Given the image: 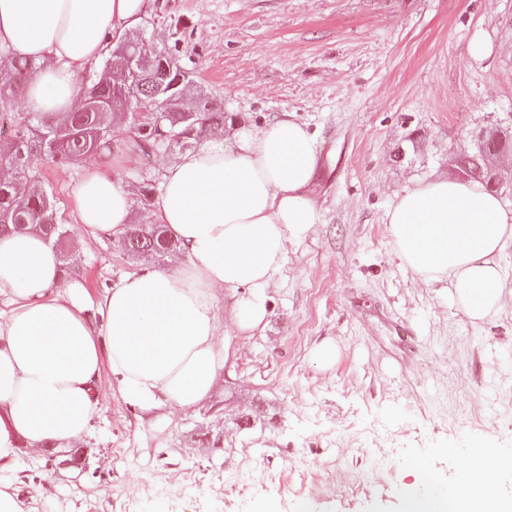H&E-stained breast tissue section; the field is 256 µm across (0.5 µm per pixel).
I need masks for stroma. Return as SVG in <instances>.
I'll return each instance as SVG.
<instances>
[{"label": "stroma", "instance_id": "stroma-1", "mask_svg": "<svg viewBox=\"0 0 512 512\" xmlns=\"http://www.w3.org/2000/svg\"><path fill=\"white\" fill-rule=\"evenodd\" d=\"M138 26L223 106L225 148L242 125L286 113L307 123L321 222L289 242L265 323H223L224 382L209 400L145 415L105 382L84 447L22 462L15 480L36 512H401L415 457L448 481L456 460L437 448L512 450V244L499 257L502 305L475 324L447 289L413 281L386 224L405 189L447 176L483 131L512 128V0H152ZM124 137L76 165L34 161L84 243L66 280L92 298L170 266L76 222L88 171L158 186L181 156L128 152ZM326 340L338 348L327 370L314 358ZM247 407L261 423L241 430ZM382 457L380 476L357 482ZM50 481L53 497H36Z\"/></svg>", "mask_w": 512, "mask_h": 512}]
</instances>
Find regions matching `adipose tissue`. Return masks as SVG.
Segmentation results:
<instances>
[{
    "instance_id": "obj_1",
    "label": "adipose tissue",
    "mask_w": 512,
    "mask_h": 512,
    "mask_svg": "<svg viewBox=\"0 0 512 512\" xmlns=\"http://www.w3.org/2000/svg\"><path fill=\"white\" fill-rule=\"evenodd\" d=\"M150 0H0V54L35 62L25 100L36 112L78 105L75 75L122 36ZM235 148L207 138L165 170L154 209L177 241L173 268H143L95 301L64 282L58 252L38 233L0 236V512H31L11 478L23 455L81 447L103 376L122 401L152 415L191 411L224 381L220 313L241 331L266 319L265 290L287 244L320 221L304 196L317 145L305 123L242 128ZM86 231L124 235L127 187L88 172L76 188ZM414 280L447 281L471 321L500 308L498 257L512 242V206L455 176L406 189L386 215ZM403 512H512V453L479 442L451 486L418 459Z\"/></svg>"
}]
</instances>
